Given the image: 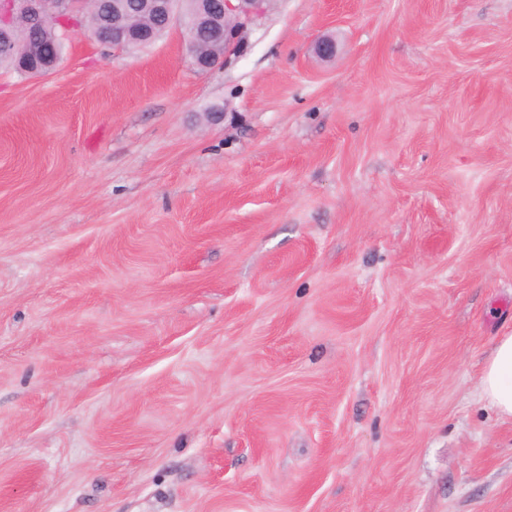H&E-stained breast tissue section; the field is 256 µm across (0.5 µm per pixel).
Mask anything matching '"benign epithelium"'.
<instances>
[{"instance_id":"obj_1","label":"benign epithelium","mask_w":512,"mask_h":512,"mask_svg":"<svg viewBox=\"0 0 512 512\" xmlns=\"http://www.w3.org/2000/svg\"><path fill=\"white\" fill-rule=\"evenodd\" d=\"M103 4L104 0H0V62L16 60L22 70L38 75L50 73L55 66L54 51L40 59L32 48H19L16 24L20 19L31 28L42 29L53 19L101 14L106 31L100 43L114 50L151 43L177 20V0H142L140 13L151 18L148 23L136 21L127 0H112L106 14ZM262 12L263 0H194L188 24L190 34H209L210 43L220 49L209 56L192 55L194 66L205 71L227 61Z\"/></svg>"}]
</instances>
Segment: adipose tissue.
<instances>
[{
  "mask_svg": "<svg viewBox=\"0 0 512 512\" xmlns=\"http://www.w3.org/2000/svg\"><path fill=\"white\" fill-rule=\"evenodd\" d=\"M478 392L499 416L512 418V334L497 339L483 367Z\"/></svg>",
  "mask_w": 512,
  "mask_h": 512,
  "instance_id": "ef3b65f1",
  "label": "adipose tissue"
}]
</instances>
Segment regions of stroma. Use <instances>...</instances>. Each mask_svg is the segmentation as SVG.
Wrapping results in <instances>:
<instances>
[{
    "instance_id": "stroma-1",
    "label": "stroma",
    "mask_w": 512,
    "mask_h": 512,
    "mask_svg": "<svg viewBox=\"0 0 512 512\" xmlns=\"http://www.w3.org/2000/svg\"><path fill=\"white\" fill-rule=\"evenodd\" d=\"M188 42L0 70V512H512V0ZM479 397L503 418H512V334L497 339L483 367Z\"/></svg>"
}]
</instances>
